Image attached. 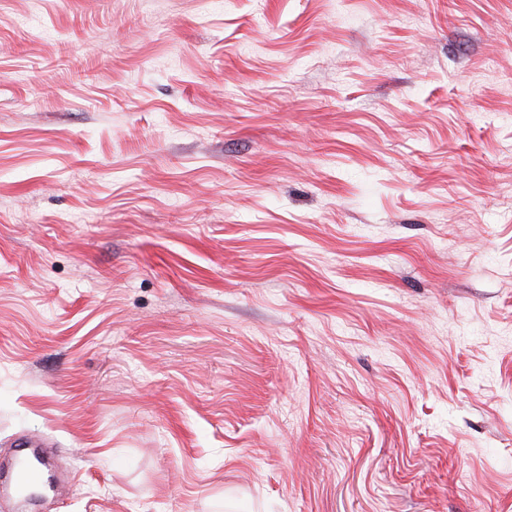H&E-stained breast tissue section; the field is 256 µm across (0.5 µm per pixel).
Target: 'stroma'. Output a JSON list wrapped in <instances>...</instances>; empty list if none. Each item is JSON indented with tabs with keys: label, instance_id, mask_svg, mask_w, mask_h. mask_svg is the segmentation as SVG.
I'll list each match as a JSON object with an SVG mask.
<instances>
[{
	"label": "stroma",
	"instance_id": "stroma-1",
	"mask_svg": "<svg viewBox=\"0 0 512 512\" xmlns=\"http://www.w3.org/2000/svg\"><path fill=\"white\" fill-rule=\"evenodd\" d=\"M42 512H512V0H0V459Z\"/></svg>",
	"mask_w": 512,
	"mask_h": 512
}]
</instances>
